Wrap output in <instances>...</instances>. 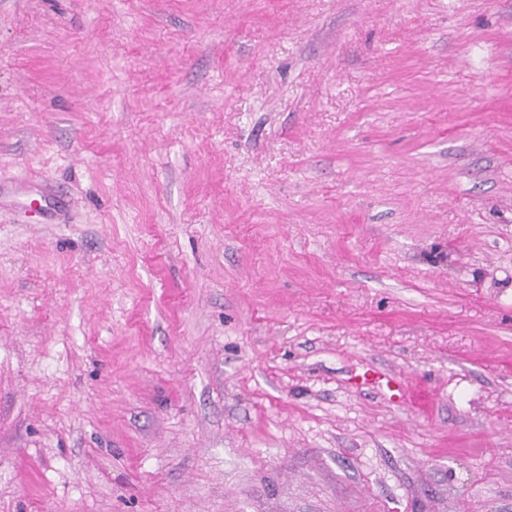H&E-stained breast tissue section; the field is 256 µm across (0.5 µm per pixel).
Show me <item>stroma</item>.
<instances>
[{
    "mask_svg": "<svg viewBox=\"0 0 512 512\" xmlns=\"http://www.w3.org/2000/svg\"><path fill=\"white\" fill-rule=\"evenodd\" d=\"M0 512H512V0H0ZM363 381L365 384L372 385L373 387H378L383 389L382 380H386L385 386L390 394V400L400 401L403 399V394L399 384L391 378L386 377V375L380 371L374 370L372 368H368L362 375Z\"/></svg>",
    "mask_w": 512,
    "mask_h": 512,
    "instance_id": "35a3bbf8",
    "label": "stroma"
}]
</instances>
